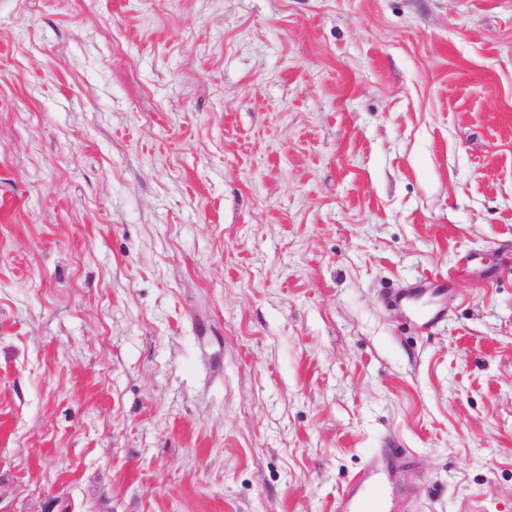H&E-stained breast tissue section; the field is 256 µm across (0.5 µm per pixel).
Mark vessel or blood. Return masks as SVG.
<instances>
[{
  "label": "vessel or blood",
  "mask_w": 512,
  "mask_h": 512,
  "mask_svg": "<svg viewBox=\"0 0 512 512\" xmlns=\"http://www.w3.org/2000/svg\"><path fill=\"white\" fill-rule=\"evenodd\" d=\"M453 286V280L445 276L420 279L410 288L391 294L388 302L399 307L410 306L426 291L442 293ZM398 451L396 444L384 443L341 492L336 512H401L404 498L391 468V460Z\"/></svg>",
  "instance_id": "vessel-or-blood-1"
}]
</instances>
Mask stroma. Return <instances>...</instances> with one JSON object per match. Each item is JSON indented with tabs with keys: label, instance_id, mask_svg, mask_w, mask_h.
Returning a JSON list of instances; mask_svg holds the SVG:
<instances>
[{
	"label": "stroma",
	"instance_id": "35a3bbf8",
	"mask_svg": "<svg viewBox=\"0 0 512 512\" xmlns=\"http://www.w3.org/2000/svg\"><path fill=\"white\" fill-rule=\"evenodd\" d=\"M388 438L512 512V0H0V507L334 512ZM453 286L454 281L451 279V277L445 276H437L435 278H427L424 280H415L410 288L391 294L387 298V301L393 306H411L419 295H422L428 290L443 293L452 289Z\"/></svg>",
	"mask_w": 512,
	"mask_h": 512
}]
</instances>
